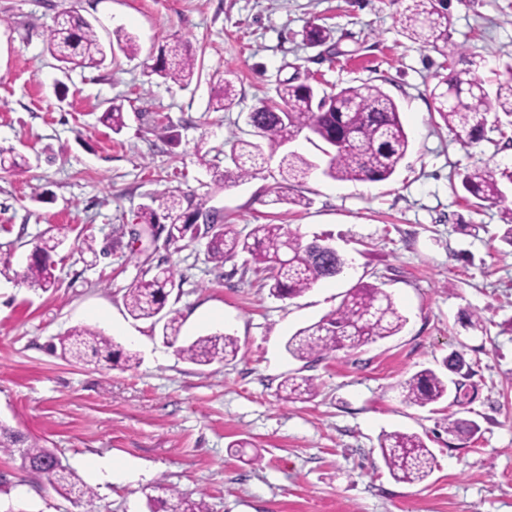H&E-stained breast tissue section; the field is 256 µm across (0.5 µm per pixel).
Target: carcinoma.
<instances>
[{"mask_svg":"<svg viewBox=\"0 0 512 512\" xmlns=\"http://www.w3.org/2000/svg\"><path fill=\"white\" fill-rule=\"evenodd\" d=\"M402 26L413 41L440 52L446 57L443 69L431 90L433 111L437 112L455 140L468 147L484 135L491 117L490 98H495L496 112L512 117V63L498 72L494 92L477 72L484 61L470 60L468 67L457 68V48L451 42L448 14L435 0H412L403 14ZM331 39V31L321 25H309L303 34L308 45L322 46ZM48 50L63 68L99 67L108 53L120 50L130 58L140 53L134 38L115 32V42L104 45L95 28L83 17L65 12L57 16L47 34ZM196 69L195 58L181 42H167L144 63L147 76L157 75L180 87L191 84ZM278 100L264 101L251 113L256 136L263 143L243 141L233 150L234 169L215 174V181L239 183L254 176L265 162L263 147L275 153L286 143L302 135L326 157L322 174L335 181L379 182L389 179L409 149V138L400 119L394 99L376 84L362 83L320 96L308 84H280ZM237 91L229 79L215 90L213 111L232 108ZM100 121L118 133L125 126L120 108L113 106ZM312 164L294 152L281 157L284 181H298L307 176ZM512 183V171L499 170L487 163L466 169L460 185L465 198L501 206V220L507 226L503 240L512 245V207L504 205L502 179ZM163 215L149 205L137 215L140 224H170L169 238L194 240L207 238L208 259L224 264L241 253L251 256L254 272L271 295L290 299L302 295L322 280L338 276L345 265L342 256L331 245L314 239L302 243L298 234L282 224H257L243 237L224 229V219L206 208V200H186L171 196L161 203ZM207 222L198 220L199 216ZM62 241L46 231L35 246L38 256L28 265L22 278L29 287L44 292L57 286L52 254ZM173 272L158 268L128 289L125 306L134 319L162 324V336L174 343L181 331V318L166 309ZM405 324L390 294L377 285H361L349 289L339 306L319 321L297 331L287 342L289 354L298 359L319 358L343 348L358 349L378 339L398 334ZM63 355L78 361L91 356L128 364L135 356L113 351L112 339L90 326H77L61 339ZM239 352L237 339L224 333L201 336L179 348L184 359L196 365H210L234 359ZM404 401L424 407L448 397L449 381L432 369H424L405 381ZM282 398L301 399L314 394L309 377L287 376L280 383ZM448 432L473 437L479 426L471 421L446 418ZM379 448L390 475L399 482L420 483L433 471L434 455L416 434L394 431L383 435ZM0 451L21 460L22 468L38 473L42 465L51 471L42 476L53 489L76 502L93 505L95 493L68 465L34 438L25 437L0 422ZM150 512H206L204 501L193 500L174 489L168 496L150 500Z\"/></svg>","mask_w":512,"mask_h":512,"instance_id":"cac0c4a2","label":"carcinoma"}]
</instances>
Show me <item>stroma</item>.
Wrapping results in <instances>:
<instances>
[{
  "label": "stroma",
  "instance_id": "stroma-1",
  "mask_svg": "<svg viewBox=\"0 0 512 512\" xmlns=\"http://www.w3.org/2000/svg\"><path fill=\"white\" fill-rule=\"evenodd\" d=\"M409 0H0V421L39 439L82 479L85 461L108 458L137 480L94 483L99 512H148L165 485L204 500L208 512H512V246L499 207L476 208L455 191L474 163L512 167V126L487 129L462 148L430 96L443 56L400 25ZM453 43L481 58L480 77L512 62V0H445ZM81 14L102 40L134 36L142 53L185 43L198 76L182 88L147 78L142 61L116 54L98 68L61 71L47 48L54 18ZM312 24L333 47L302 40ZM232 77L228 111L210 110L213 87ZM318 93L371 82L397 102L409 136L388 180L339 182L311 170L289 186L308 206L275 203L285 186L278 158L226 187L215 171L231 148L254 140L249 113L284 80ZM121 107L113 133L99 118ZM203 195L239 234L282 224L303 242L320 238L345 259L341 275L294 299L262 288L245 256L215 265L205 240L139 238L137 214L168 194ZM63 238L52 256L58 284L42 292L20 275L47 228ZM94 242L96 253L84 250ZM174 271L169 305L178 345L133 319L124 295L147 269ZM376 284L406 324L395 336L320 359L298 360L286 343L336 309L348 289ZM483 327L466 326L468 315ZM88 325L110 334L133 366L60 354L59 338ZM237 339L234 360L197 366L179 345L210 333ZM461 356L472 374L461 398L424 407L403 400L414 373H444ZM289 375L315 393L284 401ZM471 420L470 439L446 416ZM420 435L435 464L429 478L394 480L379 440ZM0 454V512H84Z\"/></svg>",
  "mask_w": 512,
  "mask_h": 512
}]
</instances>
